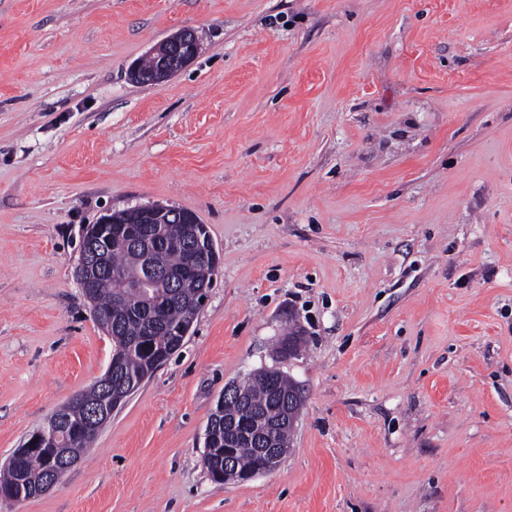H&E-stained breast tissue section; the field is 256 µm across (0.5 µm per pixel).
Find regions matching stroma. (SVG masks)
<instances>
[{"label": "stroma", "instance_id": "35a3bbf8", "mask_svg": "<svg viewBox=\"0 0 512 512\" xmlns=\"http://www.w3.org/2000/svg\"><path fill=\"white\" fill-rule=\"evenodd\" d=\"M184 28L190 64L133 82ZM149 203L206 224L207 299L0 512H512V0H0V466L105 373L80 237ZM273 366L289 453L213 482L219 396Z\"/></svg>", "mask_w": 512, "mask_h": 512}]
</instances>
